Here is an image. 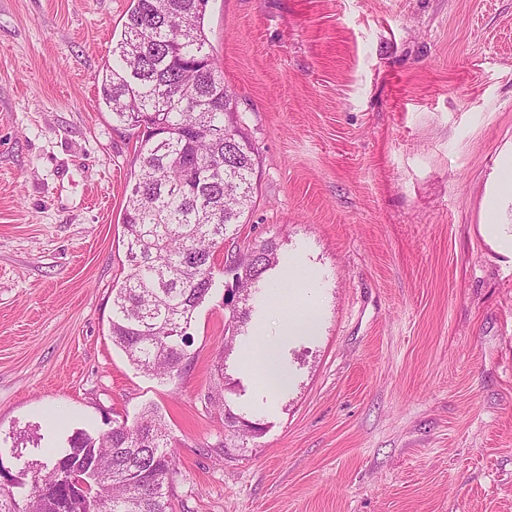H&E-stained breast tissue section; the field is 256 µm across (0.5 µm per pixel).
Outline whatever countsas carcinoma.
<instances>
[{
  "instance_id": "carcinoma-1",
  "label": "carcinoma",
  "mask_w": 512,
  "mask_h": 512,
  "mask_svg": "<svg viewBox=\"0 0 512 512\" xmlns=\"http://www.w3.org/2000/svg\"><path fill=\"white\" fill-rule=\"evenodd\" d=\"M208 0H132L112 63L102 75V103L112 122L137 134L139 171L122 215L128 272L112 285V343L144 374L183 369L194 314L216 287L214 254L236 241L253 203L257 149L245 132L236 98L211 54L205 31ZM192 94L186 105L183 88ZM277 246L264 240L231 260L224 303H245L276 266ZM232 436L261 432L226 408ZM166 424L155 408L133 425L123 421L96 436L80 429L31 477L0 486V512H169L167 488L176 474ZM95 468L79 477L77 497L59 460L86 457Z\"/></svg>"
}]
</instances>
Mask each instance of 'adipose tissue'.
Here are the masks:
<instances>
[{
  "label": "adipose tissue",
  "mask_w": 512,
  "mask_h": 512,
  "mask_svg": "<svg viewBox=\"0 0 512 512\" xmlns=\"http://www.w3.org/2000/svg\"><path fill=\"white\" fill-rule=\"evenodd\" d=\"M318 326L319 314L314 302H307L304 306L288 312L279 324L277 335L265 340L257 352L250 354L251 367L265 382H276L282 375L277 366V354L281 343L294 336L315 335Z\"/></svg>",
  "instance_id": "adipose-tissue-1"
}]
</instances>
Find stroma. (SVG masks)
<instances>
[{"instance_id": "obj_1", "label": "stroma", "mask_w": 512, "mask_h": 512, "mask_svg": "<svg viewBox=\"0 0 512 512\" xmlns=\"http://www.w3.org/2000/svg\"><path fill=\"white\" fill-rule=\"evenodd\" d=\"M131 0H0V464L160 408L172 512H512V0H208L258 149L238 240L279 264L224 334V254L181 373L112 342L136 138L97 100ZM300 260L308 280L290 286ZM277 393L245 366L300 298ZM225 371H218V363ZM263 431L240 441L208 397ZM39 445L14 450L17 438ZM502 225H482L483 233L498 251L512 255V234L507 233Z\"/></svg>"}]
</instances>
